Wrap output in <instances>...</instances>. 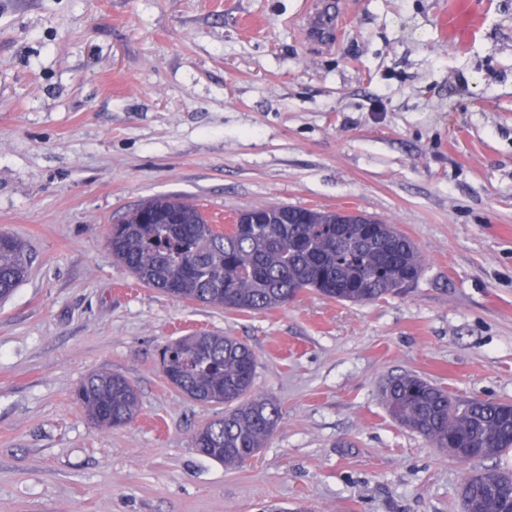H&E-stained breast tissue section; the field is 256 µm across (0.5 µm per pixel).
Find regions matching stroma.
I'll use <instances>...</instances> for the list:
<instances>
[{"instance_id": "stroma-1", "label": "stroma", "mask_w": 512, "mask_h": 512, "mask_svg": "<svg viewBox=\"0 0 512 512\" xmlns=\"http://www.w3.org/2000/svg\"><path fill=\"white\" fill-rule=\"evenodd\" d=\"M0 0V230L32 256L0 302V512H461L467 473L388 415L419 374L512 402V0ZM177 195L213 224L259 206L394 224L402 294L305 292L265 313L175 300L112 257L111 225ZM240 338L283 417L236 469L200 455L220 405L162 372L171 339ZM123 374L140 410L92 424L73 393Z\"/></svg>"}]
</instances>
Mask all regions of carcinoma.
<instances>
[{"label":"carcinoma","mask_w":512,"mask_h":512,"mask_svg":"<svg viewBox=\"0 0 512 512\" xmlns=\"http://www.w3.org/2000/svg\"><path fill=\"white\" fill-rule=\"evenodd\" d=\"M254 224L214 228L202 211L178 196L148 200L112 225V257L139 282L177 300L248 313L288 306L311 290L336 302L373 303L420 277L424 263L414 241L394 224L297 206L255 207ZM21 241L0 231V301L29 274ZM163 373L191 400L224 406V415L193 438L203 456L235 467L260 449L280 423V405L254 392L256 356L233 336L202 332L164 347ZM383 403L398 424L460 465L512 451V405L491 399L459 401L448 390L409 372L391 377ZM76 399L99 426L130 423L139 410L123 375L94 373ZM512 499V471L473 472L461 489L462 512H501Z\"/></svg>","instance_id":"carcinoma-1"}]
</instances>
